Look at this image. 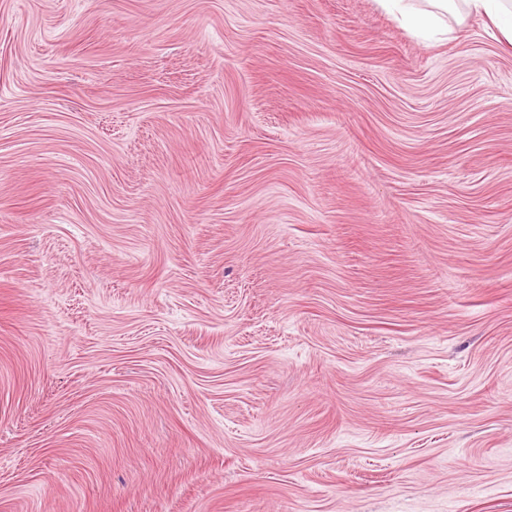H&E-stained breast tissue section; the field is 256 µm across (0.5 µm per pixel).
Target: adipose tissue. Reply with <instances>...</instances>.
Instances as JSON below:
<instances>
[{
	"label": "adipose tissue",
	"instance_id": "1",
	"mask_svg": "<svg viewBox=\"0 0 512 512\" xmlns=\"http://www.w3.org/2000/svg\"><path fill=\"white\" fill-rule=\"evenodd\" d=\"M401 21L451 29L471 14L484 15L498 34L512 44V0H381Z\"/></svg>",
	"mask_w": 512,
	"mask_h": 512
}]
</instances>
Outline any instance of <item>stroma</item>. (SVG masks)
I'll return each mask as SVG.
<instances>
[{
    "label": "stroma",
    "mask_w": 512,
    "mask_h": 512,
    "mask_svg": "<svg viewBox=\"0 0 512 512\" xmlns=\"http://www.w3.org/2000/svg\"><path fill=\"white\" fill-rule=\"evenodd\" d=\"M0 512H512L485 16L0 0Z\"/></svg>",
    "instance_id": "1"
}]
</instances>
